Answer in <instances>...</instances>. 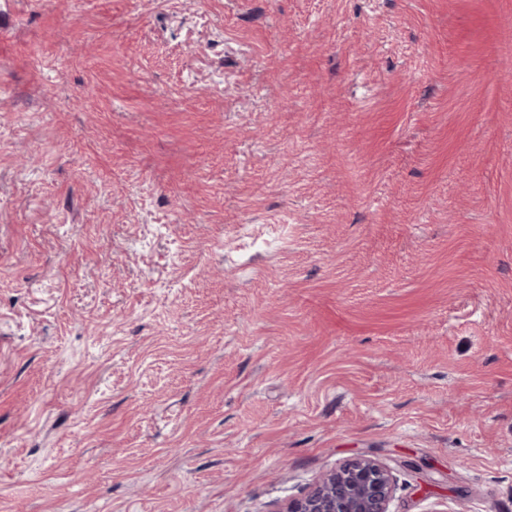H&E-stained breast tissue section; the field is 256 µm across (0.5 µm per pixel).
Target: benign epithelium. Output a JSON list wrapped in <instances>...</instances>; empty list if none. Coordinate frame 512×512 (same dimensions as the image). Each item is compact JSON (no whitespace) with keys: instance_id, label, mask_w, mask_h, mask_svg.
Returning a JSON list of instances; mask_svg holds the SVG:
<instances>
[{"instance_id":"7a95c632","label":"benign epithelium","mask_w":512,"mask_h":512,"mask_svg":"<svg viewBox=\"0 0 512 512\" xmlns=\"http://www.w3.org/2000/svg\"><path fill=\"white\" fill-rule=\"evenodd\" d=\"M393 490L384 464L357 457L324 474L284 512H390Z\"/></svg>"}]
</instances>
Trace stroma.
<instances>
[{
	"label": "stroma",
	"mask_w": 512,
	"mask_h": 512,
	"mask_svg": "<svg viewBox=\"0 0 512 512\" xmlns=\"http://www.w3.org/2000/svg\"><path fill=\"white\" fill-rule=\"evenodd\" d=\"M512 512V0H0V512ZM393 490L384 464L357 457L324 474L282 512H390Z\"/></svg>",
	"instance_id": "1"
}]
</instances>
